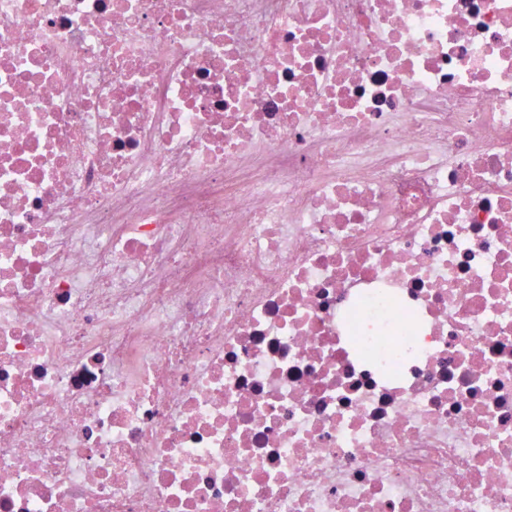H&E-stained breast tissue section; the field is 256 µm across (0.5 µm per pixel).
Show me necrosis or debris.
Masks as SVG:
<instances>
[{
  "mask_svg": "<svg viewBox=\"0 0 512 512\" xmlns=\"http://www.w3.org/2000/svg\"><path fill=\"white\" fill-rule=\"evenodd\" d=\"M0 512H512V0H0Z\"/></svg>",
  "mask_w": 512,
  "mask_h": 512,
  "instance_id": "obj_1",
  "label": "necrosis or debris"
}]
</instances>
